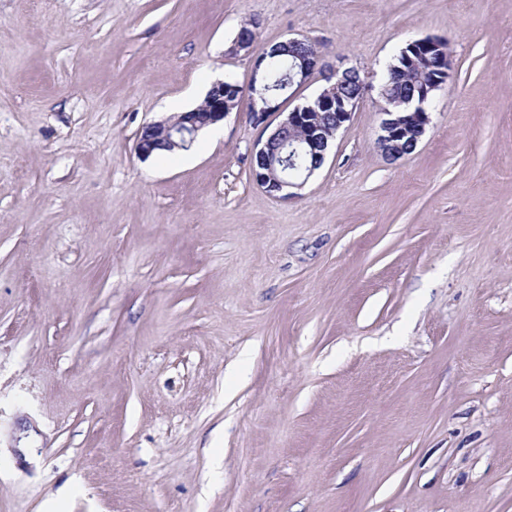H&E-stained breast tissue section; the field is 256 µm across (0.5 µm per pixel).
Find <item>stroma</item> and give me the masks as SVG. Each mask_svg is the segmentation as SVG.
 I'll return each mask as SVG.
<instances>
[{
	"label": "stroma",
	"instance_id": "35a3bbf8",
	"mask_svg": "<svg viewBox=\"0 0 512 512\" xmlns=\"http://www.w3.org/2000/svg\"><path fill=\"white\" fill-rule=\"evenodd\" d=\"M257 18L251 53L229 54ZM295 35L455 77L369 92L297 195L261 136L141 127ZM512 512V0H0V512ZM408 49L416 54L421 61L420 69L427 73L426 80L421 81L420 73L416 67H409L403 61V50L394 57L393 62L389 64L387 71L392 69L394 74L388 73V83L385 89L380 90V99L383 108L389 112H381L382 118L379 126V134L377 137V146L385 157L390 160H397L406 155L402 151L407 146L413 145L410 140L413 138L411 134L404 137L398 144L399 137L402 136L401 130L406 125L405 122H412L417 125V135L414 140V149L425 134L426 126L430 122L429 113L426 110V103L433 94L445 86L452 79L453 62L451 56L444 49L447 40L427 36L409 40ZM407 50V53L414 57L413 53ZM406 68L408 71L403 75L399 73L400 68ZM419 87L418 103L412 110L409 101H413L418 97L417 87ZM403 112L406 115H400ZM412 149L411 152L414 150ZM408 152V153H411Z\"/></svg>",
	"mask_w": 512,
	"mask_h": 512
}]
</instances>
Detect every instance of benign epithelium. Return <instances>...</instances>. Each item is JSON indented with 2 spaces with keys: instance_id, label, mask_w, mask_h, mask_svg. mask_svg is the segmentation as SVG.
Masks as SVG:
<instances>
[{
  "instance_id": "obj_1",
  "label": "benign epithelium",
  "mask_w": 512,
  "mask_h": 512,
  "mask_svg": "<svg viewBox=\"0 0 512 512\" xmlns=\"http://www.w3.org/2000/svg\"><path fill=\"white\" fill-rule=\"evenodd\" d=\"M446 43L447 40L432 36L408 41V49L418 56L422 68L427 73V79L421 81L420 96L414 111L405 115L394 112L382 113L377 146L385 157L397 160L404 156L402 147L398 144L404 123L412 122L417 125L414 143H419L425 134L426 126L430 122L426 103L436 91L452 79L453 62L450 54L444 49ZM265 56L266 52L263 51L255 57L249 86L245 91L239 90V95L246 100L247 112L252 121L263 126V131L267 132V136L258 139L252 149V155L259 158V167L252 168L254 181L265 192L275 195L285 188L298 189L304 185L302 181L297 182L284 177L281 167L283 152L310 149L311 154L315 156V162L309 168L308 174H313L323 165L336 134L350 122L353 112L363 100L367 85L361 84L357 96L340 103L336 102L330 91L324 90L308 100L305 105H298L288 111L272 128L269 117L281 111L283 100L279 97L273 100L256 90ZM293 69L295 73L292 83L299 86L307 83L317 70L324 74L327 83L339 82L344 76L355 72L353 67L323 65L320 63V56L315 52L295 54ZM322 111L336 112V123L333 127L329 128L322 122ZM228 114L229 111L224 105V80L219 79L211 84L203 101L194 108L143 126L137 141L138 151L143 157L148 158L157 150L170 153L186 150L204 129L224 120ZM294 129L303 131L302 137L295 143L288 139V132Z\"/></svg>"
}]
</instances>
